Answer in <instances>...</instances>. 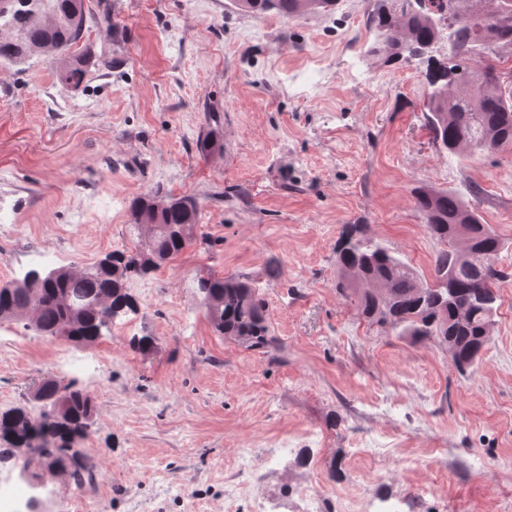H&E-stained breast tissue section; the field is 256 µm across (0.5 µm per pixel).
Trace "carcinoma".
Listing matches in <instances>:
<instances>
[{"label":"carcinoma","mask_w":512,"mask_h":512,"mask_svg":"<svg viewBox=\"0 0 512 512\" xmlns=\"http://www.w3.org/2000/svg\"><path fill=\"white\" fill-rule=\"evenodd\" d=\"M501 0H432L420 8L416 0H370L365 26L374 33L369 53L396 64L426 59L427 122L444 154L493 153L512 145V88L496 65L473 66L454 57L436 56L442 31L451 30L458 48L477 43H512V18L502 21ZM253 14L274 11L296 19L307 11H333L338 0H314L310 9L300 0H234ZM85 0H0V64L19 66L35 56L60 62V83L78 90L90 63L83 51L66 53L84 37ZM417 209L428 234L445 245L435 257L434 280L424 284L396 253L365 234L355 224L336 245L337 291L355 297L361 314L371 323L389 326L400 336L418 341L433 339L453 349L459 371L472 368L491 339L499 308L498 284L506 278L497 260L504 245L475 209L458 193L428 186L414 189ZM198 206L190 197L167 200L147 193L129 205L132 230L143 231L144 250L128 255L110 253L116 269L88 275L61 269L54 279H40L31 270L24 288H0V314L33 315L37 328L53 338L69 328L68 341L91 344L111 320L136 309L126 280L145 274L179 255L193 237ZM197 296L214 328L248 349H265L272 339L266 302L243 275L198 280ZM37 393L44 400L39 411L13 408L0 413V462L28 464L21 449H32L49 469L62 468L82 486L93 480L85 450L73 449L81 461L66 465L61 451L84 440L95 413L94 398L81 389L62 390L51 379Z\"/></svg>","instance_id":"obj_1"}]
</instances>
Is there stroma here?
Segmentation results:
<instances>
[{"label": "stroma", "instance_id": "stroma-1", "mask_svg": "<svg viewBox=\"0 0 512 512\" xmlns=\"http://www.w3.org/2000/svg\"><path fill=\"white\" fill-rule=\"evenodd\" d=\"M86 3L83 90L42 57L0 64V283L136 251V196L199 211L94 343L0 321V411L33 406L46 377L95 400L91 484L31 463L55 512H512V146L436 149L424 66L368 55V0L297 20L233 0ZM420 185L469 198L504 244L491 342L463 374L336 290L348 224L431 279ZM232 274L266 302L269 349L224 338L195 294Z\"/></svg>", "mask_w": 512, "mask_h": 512}]
</instances>
